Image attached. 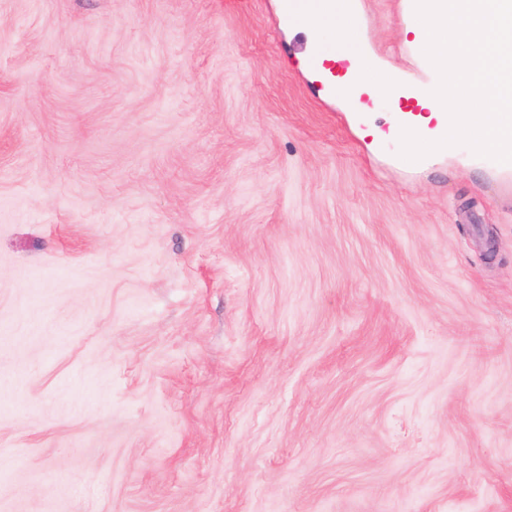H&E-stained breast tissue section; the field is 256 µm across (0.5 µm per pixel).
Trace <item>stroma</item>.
Here are the masks:
<instances>
[{"mask_svg": "<svg viewBox=\"0 0 512 512\" xmlns=\"http://www.w3.org/2000/svg\"><path fill=\"white\" fill-rule=\"evenodd\" d=\"M314 41L279 0H0V512H512V187L406 166Z\"/></svg>", "mask_w": 512, "mask_h": 512, "instance_id": "1", "label": "stroma"}]
</instances>
